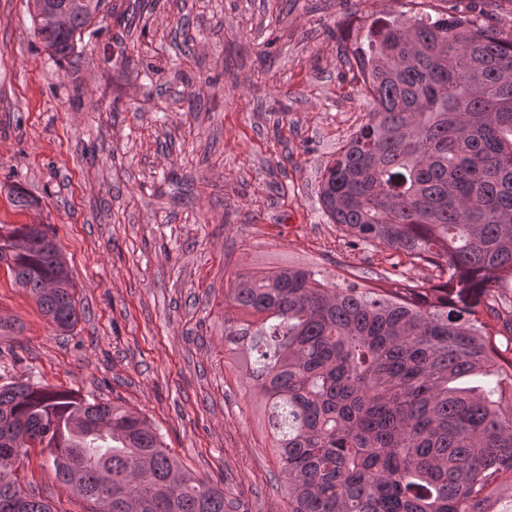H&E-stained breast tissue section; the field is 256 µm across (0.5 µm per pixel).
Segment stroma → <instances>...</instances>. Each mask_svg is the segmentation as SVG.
<instances>
[{
	"label": "stroma",
	"instance_id": "1",
	"mask_svg": "<svg viewBox=\"0 0 512 512\" xmlns=\"http://www.w3.org/2000/svg\"><path fill=\"white\" fill-rule=\"evenodd\" d=\"M408 10L512 36V0H104L99 33L58 63L28 0H0V225L46 226L79 314L57 328L0 264V380L138 411L237 512H284L259 401L224 354V290L238 269L295 264L443 282L350 247L318 200L366 121L345 49ZM51 466L32 448L18 474L56 512H89Z\"/></svg>",
	"mask_w": 512,
	"mask_h": 512
}]
</instances>
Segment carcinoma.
<instances>
[{
    "label": "carcinoma",
    "mask_w": 512,
    "mask_h": 512,
    "mask_svg": "<svg viewBox=\"0 0 512 512\" xmlns=\"http://www.w3.org/2000/svg\"><path fill=\"white\" fill-rule=\"evenodd\" d=\"M33 0L34 32L74 52L102 0ZM367 121L321 173L352 247L448 272L438 286L365 288L322 270L237 271L224 348L259 397L285 512H499L512 502V357L486 321L512 282V38L468 17L400 13L352 51ZM56 327L77 322L54 240L0 226V263ZM38 446L95 512H230L121 405L0 385V512H54L4 458Z\"/></svg>",
    "instance_id": "1"
}]
</instances>
